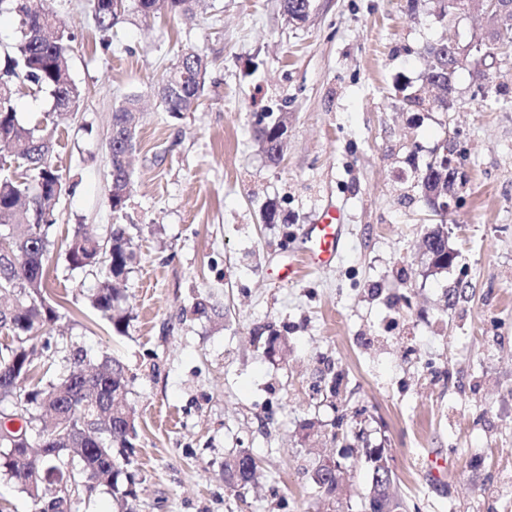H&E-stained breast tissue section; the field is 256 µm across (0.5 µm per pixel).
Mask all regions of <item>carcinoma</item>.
<instances>
[{"label":"carcinoma","instance_id":"carcinoma-1","mask_svg":"<svg viewBox=\"0 0 512 512\" xmlns=\"http://www.w3.org/2000/svg\"><path fill=\"white\" fill-rule=\"evenodd\" d=\"M197 0H90L97 27L107 33L126 12L132 10L147 18L160 9L171 16L185 15ZM283 14L292 21L311 0H281ZM16 17L18 36L0 58L5 86H0V159H22L29 174L18 179L0 170V241L24 257L21 268L0 269V298L10 304L0 306V332L8 342L0 343V404L10 403L15 411H0V421L16 416L25 424V438L0 431V475L12 480L32 502L34 512H73L78 500L105 493L122 507V512H137L134 475L124 449L133 447L136 438L134 408L128 400L130 380L120 359L103 355L88 358L73 355L80 370L64 367L58 377L43 385L25 388L38 371L32 357L38 331L59 318L56 308L46 303L45 262L54 247L51 205L66 193L63 175L51 162L56 127L43 120L30 125L18 118L14 106L18 85L28 82L38 92L57 101L56 111L73 112L82 92L73 81L68 63L69 36L62 23L44 6V0H0V14ZM448 60L429 61L430 78L452 81ZM209 69L205 54L187 47L176 63L158 79V93L165 111L177 116L197 103L204 90ZM138 99L127 97L112 112L109 141L111 181L108 202L112 211L126 207L133 188L127 151L133 149L138 123ZM286 120L256 129V140L266 160L280 164L286 143ZM440 184V175L427 165L418 177L425 202ZM448 232L445 224L436 225L424 237L432 265L448 268L441 261ZM66 258L73 270L97 268V288L90 305L106 318L118 333L125 332L127 315L119 307L120 294L114 283L129 273L133 259L132 236L125 224L112 225L110 241L102 243L83 225H78L66 243ZM47 432L56 437L50 449H40L38 436ZM64 448V453H53ZM234 455L224 461V481L244 487L255 475ZM59 478L67 484L70 498L64 502L45 480ZM314 486L328 497L336 495V475L322 463L311 471ZM395 478L385 476L381 467H370L369 493L381 494L388 512H405V504L391 490Z\"/></svg>","mask_w":512,"mask_h":512}]
</instances>
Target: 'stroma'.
Returning a JSON list of instances; mask_svg holds the SVG:
<instances>
[{"label": "stroma", "mask_w": 512, "mask_h": 512, "mask_svg": "<svg viewBox=\"0 0 512 512\" xmlns=\"http://www.w3.org/2000/svg\"><path fill=\"white\" fill-rule=\"evenodd\" d=\"M47 5L72 38L82 99L56 132L68 191L46 278L60 319L37 353L58 362L80 347L125 364L138 512H365L367 447L385 450L407 512H512V56L486 81L458 70L449 111L406 99L426 46L473 41L481 13L313 0L296 26L281 0H202L192 17L130 13L105 35L89 0ZM188 46L211 67L199 106L173 117L153 87ZM133 95L134 184L116 213L112 112ZM283 114L273 166L254 130ZM447 139L468 181L446 218L457 258L438 272L422 238L439 218L417 180ZM329 205L343 211L339 259L279 279ZM78 224L104 241L131 227L125 333L87 303L96 273L68 266ZM271 336L287 351L269 352ZM243 450L258 478L232 488L223 464ZM432 451L447 460L437 481ZM323 455L342 465L332 499L310 480Z\"/></svg>", "instance_id": "35a3bbf8"}]
</instances>
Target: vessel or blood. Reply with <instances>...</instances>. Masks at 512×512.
I'll return each instance as SVG.
<instances>
[{
    "mask_svg": "<svg viewBox=\"0 0 512 512\" xmlns=\"http://www.w3.org/2000/svg\"><path fill=\"white\" fill-rule=\"evenodd\" d=\"M343 215L336 206L327 207L318 223L305 233V246L279 272L280 279H294L301 268L324 269L338 258L342 245Z\"/></svg>",
    "mask_w": 512,
    "mask_h": 512,
    "instance_id": "1",
    "label": "vessel or blood"
}]
</instances>
